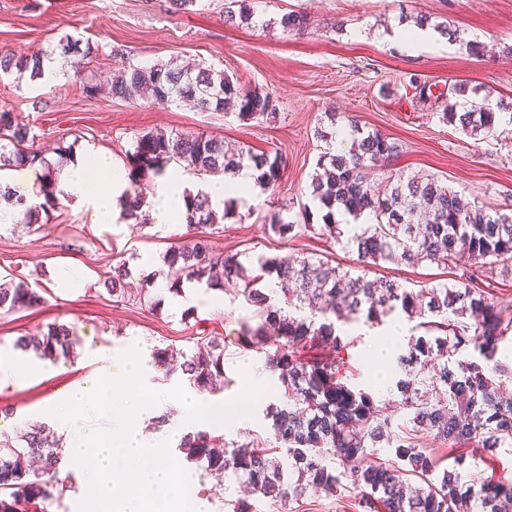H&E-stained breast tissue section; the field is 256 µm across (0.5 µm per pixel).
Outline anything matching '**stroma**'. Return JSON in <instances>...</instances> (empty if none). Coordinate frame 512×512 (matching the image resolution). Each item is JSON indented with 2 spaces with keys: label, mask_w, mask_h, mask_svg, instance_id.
<instances>
[{
  "label": "stroma",
  "mask_w": 512,
  "mask_h": 512,
  "mask_svg": "<svg viewBox=\"0 0 512 512\" xmlns=\"http://www.w3.org/2000/svg\"><path fill=\"white\" fill-rule=\"evenodd\" d=\"M225 3L196 0L177 13L169 0H0L1 54L50 50L68 35L95 49L94 55L80 58L78 68L59 63L53 81L26 75L0 81V109L13 110L28 124L36 135L35 149L50 159L64 144L72 146L75 158L105 153L123 168L134 137L148 131H192L279 154L285 166L275 186L240 193L235 215L222 222L214 245L224 253L314 255L356 269L357 255L346 244L309 232L281 242L264 231L281 203L291 205L292 220L321 223L309 185L325 148L315 131L328 112L352 116L397 143V156L386 172H374V181L387 173L432 175L480 205L512 207V125L502 124L500 132L487 136L462 132L441 118L459 83L468 88L466 102L489 98L512 106V0H254L256 13L267 19L305 12L311 25L302 35L283 33L276 25L227 26ZM420 15L433 24L448 23L457 31L456 40L442 37L415 51L392 39L394 28L413 26ZM470 41L480 42L482 53L471 54ZM169 61L221 69L243 88L271 92L279 100L276 117L244 122L232 111L203 112L108 95L88 99L76 86L80 80L105 82L129 65ZM419 85L431 89L432 99L416 97ZM184 239V229L175 224L141 229L121 222L96 224L91 210L70 201L41 224H0V277L22 278L43 297L30 310L0 311V355L13 358L21 373L0 380L1 436L15 437L48 400L64 399L71 385L93 373L98 349L116 356L136 344L148 356L157 347L191 350L203 337L224 346L225 400L240 394L243 371L255 373L262 386L253 417L224 430L225 441L270 436L265 408L281 403L283 389L261 355L243 350L238 341L239 322L253 316V307L230 288H189L173 296L158 274L163 253ZM122 262L136 274L156 273L152 303L119 302L106 292L102 279ZM62 271L73 274L75 287L58 284ZM370 275L414 289L449 278L446 269L431 264L383 263ZM54 322L75 327L80 339L75 357L52 363L15 349L18 337L38 335ZM384 330L361 319L345 326L342 351L317 343L303 354L308 359L342 356L343 378L359 388L378 389L379 400L390 404L395 396L376 380L377 368L369 361ZM425 448L443 466L464 458L467 482L512 481L510 444L488 453L472 442L452 447L430 438ZM356 496L352 487L341 485L330 495L307 493L284 510L264 501L254 508L359 512Z\"/></svg>",
  "instance_id": "stroma-1"
}]
</instances>
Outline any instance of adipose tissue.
Listing matches in <instances>:
<instances>
[{"label":"adipose tissue","mask_w":512,"mask_h":512,"mask_svg":"<svg viewBox=\"0 0 512 512\" xmlns=\"http://www.w3.org/2000/svg\"><path fill=\"white\" fill-rule=\"evenodd\" d=\"M127 185L124 174L104 155L77 160L62 180V188L75 202L90 205L98 224L114 223L119 215L114 200Z\"/></svg>","instance_id":"adipose-tissue-1"}]
</instances>
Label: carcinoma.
<instances>
[{
  "label": "carcinoma",
  "mask_w": 512,
  "mask_h": 512,
  "mask_svg": "<svg viewBox=\"0 0 512 512\" xmlns=\"http://www.w3.org/2000/svg\"><path fill=\"white\" fill-rule=\"evenodd\" d=\"M248 20L269 25L256 15L252 0H231L225 7L224 24ZM278 25L299 34L310 26V18L291 11L281 15ZM45 60L51 56L42 50L18 58L1 54L0 78L26 72L39 78ZM106 86L112 96L132 102L188 101L204 112L231 105L243 120L271 116L278 108L271 93L246 90L221 70L190 63L124 68ZM505 117L512 124V113L488 99L460 111L450 103L442 112L446 123L488 135L497 132ZM328 120L329 127L317 130L327 148L310 183L313 200L325 211L324 224L302 226L279 210L264 230L281 241L302 230H318L338 241L344 230L332 223L335 212L356 220L363 216L367 224L349 238L357 253L358 274L321 258L302 257L286 264L275 255L257 254L244 262L237 253H218L211 243L219 224L213 201L203 189L184 190L192 236L162 256L169 291L178 296L187 284L222 292L224 282L237 284L239 295L259 319L255 325L247 319L239 322L241 346L263 355L265 369L277 376L288 400L267 405L272 445L258 438L229 443L197 432L183 438L178 449L186 460L203 464V478L212 481V488L223 487L224 479L233 476L251 495L276 506L310 490L332 494L346 481L359 491L362 512H505L512 503V482L469 485L460 472L463 458L441 470L421 440L431 436L451 445L476 440L489 451L512 442V400L501 396V389L512 384V364L496 359L498 344L512 330V317L504 318L512 304L501 305L476 285L496 265L512 260V209L478 206L435 177L400 176L377 189L369 170L387 167L397 146L378 132L363 131L350 118L339 131L336 113ZM34 139L31 128L17 121L14 113L0 110V169L36 161L44 169L41 202L30 203L17 190L0 186V200L22 209L27 224H39L42 216L64 209L65 195L58 189L56 173L59 161L71 155L70 148L60 145L59 159L49 162L25 150ZM126 157L133 173L155 177L165 176L172 164L200 179L232 175L247 164L257 171L255 183L263 191L277 181L281 166L277 155L256 153L245 144L232 151L221 139L191 132L140 134ZM144 203L137 195L119 201L121 212L140 228L147 224L141 211ZM464 258L468 266L451 282L417 291L392 280L368 278L369 269L381 262L430 263L454 271ZM131 277V269L122 263L102 285L118 299H148L155 274L143 275L135 294L128 288ZM276 282L291 285L288 304L299 301L313 316L282 311L275 302L278 290L270 287ZM42 301L23 279L0 283V310L30 309ZM398 310L410 320L422 319L419 327L425 330L424 335L409 338L406 352L398 356L401 375L395 389L407 410L401 423L374 394L343 381L341 358L301 356V350L315 342L344 348L336 333L338 322L350 323L363 313L367 321L380 324ZM468 316L475 323H466ZM77 343L74 327L55 322L39 336L19 337L15 348L57 361L69 357ZM469 345L486 364L456 357ZM152 359L166 372L181 371L201 393L224 390V347L214 340L183 354L181 361L167 347L154 349ZM60 448L59 439L44 425L28 428L15 441L0 439V512H21V506H35L53 496L51 482L62 463ZM375 448L392 449L393 461L368 463ZM279 454L288 458L295 481L284 478ZM409 475L421 478L424 485L412 486ZM431 475L435 479H429Z\"/></svg>",
  "instance_id": "1"
}]
</instances>
